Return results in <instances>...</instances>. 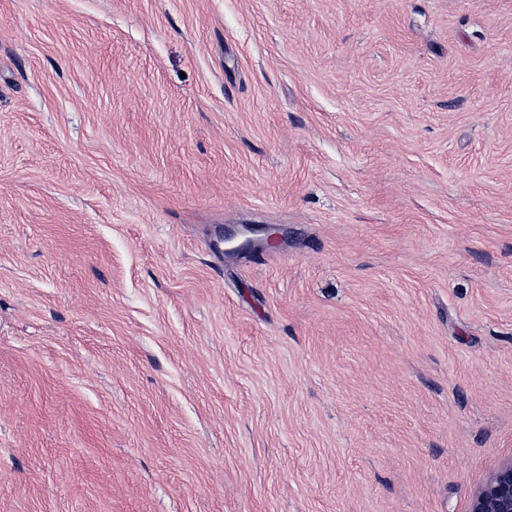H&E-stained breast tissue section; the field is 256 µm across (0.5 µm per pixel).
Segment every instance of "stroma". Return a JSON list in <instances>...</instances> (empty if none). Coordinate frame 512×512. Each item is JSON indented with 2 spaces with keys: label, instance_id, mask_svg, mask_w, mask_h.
Masks as SVG:
<instances>
[{
  "label": "stroma",
  "instance_id": "obj_1",
  "mask_svg": "<svg viewBox=\"0 0 512 512\" xmlns=\"http://www.w3.org/2000/svg\"><path fill=\"white\" fill-rule=\"evenodd\" d=\"M511 460L512 0H0V512H469ZM248 234L259 235L254 238ZM264 244L267 247H276L280 243L279 232L272 224H245L239 232H230L224 235V253L229 255L239 254L252 249L255 244Z\"/></svg>",
  "mask_w": 512,
  "mask_h": 512
}]
</instances>
